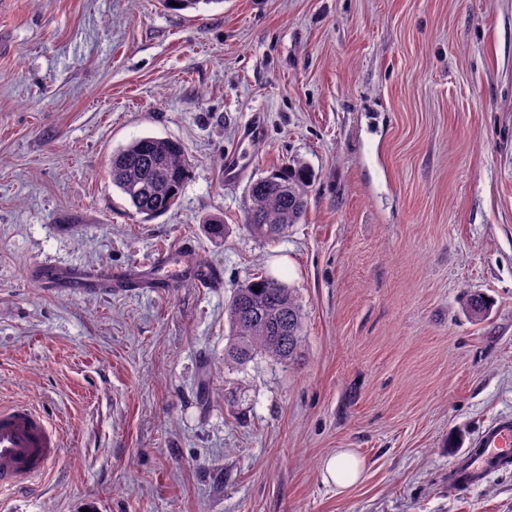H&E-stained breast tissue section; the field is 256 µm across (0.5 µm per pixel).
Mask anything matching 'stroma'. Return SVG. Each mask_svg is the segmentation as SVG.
Instances as JSON below:
<instances>
[{
  "mask_svg": "<svg viewBox=\"0 0 512 512\" xmlns=\"http://www.w3.org/2000/svg\"><path fill=\"white\" fill-rule=\"evenodd\" d=\"M255 115L247 179L225 184ZM143 136L191 161L150 219L107 173ZM284 164L311 174L307 212L267 241L244 224L249 183ZM186 241L221 287L32 277ZM264 274L302 306L298 359L227 368L226 303ZM16 401L63 452L0 489V512H512V467L450 484L512 416V0H0V405ZM342 448L364 463L346 490L323 478Z\"/></svg>",
  "mask_w": 512,
  "mask_h": 512,
  "instance_id": "stroma-1",
  "label": "stroma"
}]
</instances>
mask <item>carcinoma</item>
Masks as SVG:
<instances>
[{
	"label": "carcinoma",
	"instance_id": "cac0c4a2",
	"mask_svg": "<svg viewBox=\"0 0 512 512\" xmlns=\"http://www.w3.org/2000/svg\"><path fill=\"white\" fill-rule=\"evenodd\" d=\"M169 10H198L223 0H163ZM189 158L176 142L156 137L136 138L112 153V185L135 212L151 217L174 208L189 173ZM308 177L288 165L251 183L244 223L256 236L275 240L303 220L308 206ZM259 290H253V287ZM229 342L224 363L244 365L258 354L282 363L298 358L304 340V314L283 282L257 277L235 289L227 305Z\"/></svg>",
	"mask_w": 512,
	"mask_h": 512
}]
</instances>
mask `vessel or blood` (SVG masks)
Returning a JSON list of instances; mask_svg holds the SVG:
<instances>
[{"instance_id":"b4317fda","label":"vessel or blood","mask_w":512,"mask_h":512,"mask_svg":"<svg viewBox=\"0 0 512 512\" xmlns=\"http://www.w3.org/2000/svg\"><path fill=\"white\" fill-rule=\"evenodd\" d=\"M247 173L242 151H228L224 158V181H242ZM157 283H182L193 288H215L221 283L219 269L197 262L191 244L179 254L158 253L153 262ZM37 282L61 284L76 292L104 288L133 291L145 287L147 277L138 270H74L54 263L41 264L35 272ZM61 454L59 434L49 416L27 403L15 402L0 407V487H19L43 474ZM464 459L469 464L466 485L481 483L491 472L512 465V418L505 417L488 426L478 447L469 449Z\"/></svg>"}]
</instances>
